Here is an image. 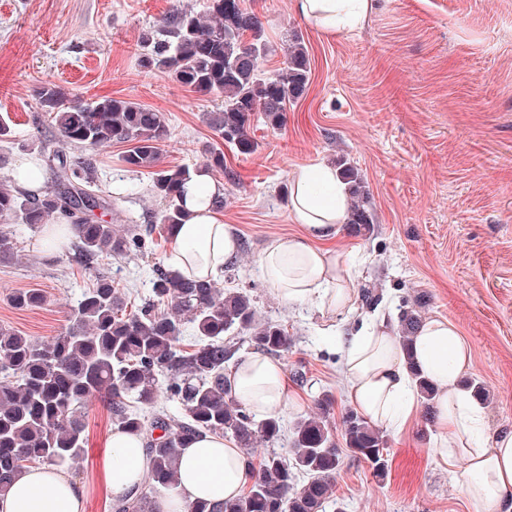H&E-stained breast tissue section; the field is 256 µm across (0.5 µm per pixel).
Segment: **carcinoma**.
Wrapping results in <instances>:
<instances>
[{
  "mask_svg": "<svg viewBox=\"0 0 512 512\" xmlns=\"http://www.w3.org/2000/svg\"><path fill=\"white\" fill-rule=\"evenodd\" d=\"M211 22L190 8L178 5L138 39L141 67L163 73L182 86L216 97L221 105L206 113L209 127L241 154L257 147L253 121L283 125L289 102L308 90L311 64L308 48L297 33L283 42L282 67L272 77L259 70L269 50L262 22L246 0H208ZM35 95L42 114L34 124L51 127L54 138L83 149L126 143L123 156L129 172L150 171L152 192L166 209L158 224L145 233L133 228L118 231L88 213L106 207L97 194L93 159L75 160L42 143L51 185L43 195L0 180V261L15 257L20 226L36 228L63 217L76 231L78 256L89 264L100 256L123 258L142 249L145 236L169 233L184 223L181 189L197 170L159 167V144L168 136L162 113L128 99L103 97L93 102L68 98L57 84H40ZM339 177L353 194L347 223L367 231L373 223L366 210L364 185L358 171L340 158ZM200 167L224 171V152L204 151ZM39 289L15 291L10 296L19 310L43 306ZM400 339L410 350L421 322L416 310L400 308ZM273 355L288 349V329L276 321H260L252 295L223 289L218 283L181 279L157 268L151 295L127 311L124 293L114 280L98 276L87 286L61 335L39 343L0 327V496L17 475L31 464L73 466L85 453L83 409L99 393L112 397V414L122 428L134 434L160 431L146 446L151 461L149 478L156 488L175 485V468L183 448L206 434L234 439L249 450L259 442L277 443L282 436L280 416L260 421L237 404L224 385V369L240 344ZM416 394L431 409L435 390L416 370ZM165 377L166 400L176 409L158 405L159 378ZM332 398L318 400V412L300 417L290 429L288 449L260 457L257 476L243 495L218 507L197 502L191 512H345L331 499L332 479L340 466V452L328 424ZM341 436L349 452L367 462L375 476H384L387 440L383 431L349 410L342 418ZM307 478L295 488L298 476ZM116 512H153L143 493L117 506Z\"/></svg>",
  "mask_w": 512,
  "mask_h": 512,
  "instance_id": "obj_1",
  "label": "carcinoma"
}]
</instances>
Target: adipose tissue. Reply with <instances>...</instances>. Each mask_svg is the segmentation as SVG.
Segmentation results:
<instances>
[{
	"mask_svg": "<svg viewBox=\"0 0 512 512\" xmlns=\"http://www.w3.org/2000/svg\"><path fill=\"white\" fill-rule=\"evenodd\" d=\"M370 0H295L299 15L321 33L336 36L367 20ZM222 185L197 173L187 182L188 217L173 231L166 268L182 278L218 280L234 260L239 241L214 211L211 200ZM349 210V193L334 166L297 167L290 175L289 213L302 235L270 243L260 266L276 295L291 304H311L322 314L343 316L353 306L352 273L346 256L326 247ZM415 360L434 385V419L440 432L437 455L448 468H462L469 512H512V431L480 437L484 411L461 385L472 351L457 326L445 318L425 320L414 337ZM346 394L355 408L379 428H402L410 416L412 378L397 338L395 323L367 325L346 342ZM235 400L267 415L288 406V379L278 360L253 352L227 376ZM113 460L105 474L115 501L140 487L150 461L139 436L114 428ZM253 458L220 435H206L185 448L173 494L159 496L154 512H189L193 504L212 505L237 497L252 484ZM0 512H84L82 490L55 466L19 474L0 497Z\"/></svg>",
	"mask_w": 512,
	"mask_h": 512,
	"instance_id": "adipose-tissue-1",
	"label": "adipose tissue"
}]
</instances>
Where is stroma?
<instances>
[{"instance_id":"obj_1","label":"stroma","mask_w":512,"mask_h":512,"mask_svg":"<svg viewBox=\"0 0 512 512\" xmlns=\"http://www.w3.org/2000/svg\"><path fill=\"white\" fill-rule=\"evenodd\" d=\"M176 3L207 10V0H0V116L12 126L0 142V178L21 161L45 162L40 141L51 132L33 127L40 110L34 90L44 81L87 102L125 98L161 112L169 127L161 166L194 168L205 146L224 151L226 170L213 179L224 188L220 217L239 252L219 285L249 290L260 317L285 324L294 338L277 358L307 381L292 385L296 402L282 410L284 426L315 412L326 393L335 400L330 423L339 427L350 405L337 335L354 334L378 313L397 318L408 303L422 318L455 323L469 341L464 376L488 391L484 435L512 430V0H372L366 24L335 37L298 15L293 0H250L270 47L260 70L280 68L282 41L295 32L308 46L311 79L282 127L257 125L258 146L248 155L206 125L204 113L219 100L138 65L140 32ZM124 151L115 144L93 153L110 202L101 216L121 230L146 225L164 208L150 192V174L125 171ZM340 155L364 182L373 224L367 236L340 228L336 244L352 264L356 306L329 331L314 306L277 297L259 260L271 241L300 231L283 193L293 169ZM124 182L137 184L138 194L122 193ZM39 235L25 230L16 258L0 264V326L39 342L67 330L96 276L148 297L153 271L172 246L157 236L144 254L83 267L72 248L43 250ZM31 288L44 291L46 304L15 309L10 294ZM368 290L379 295L377 305L366 304ZM84 421L85 457L69 476L83 491L85 512H115L103 482L115 424L107 394L91 399ZM385 435V478L342 452L332 496L346 512H467L460 473L434 452L435 423L419 414L407 433Z\"/></svg>"}]
</instances>
